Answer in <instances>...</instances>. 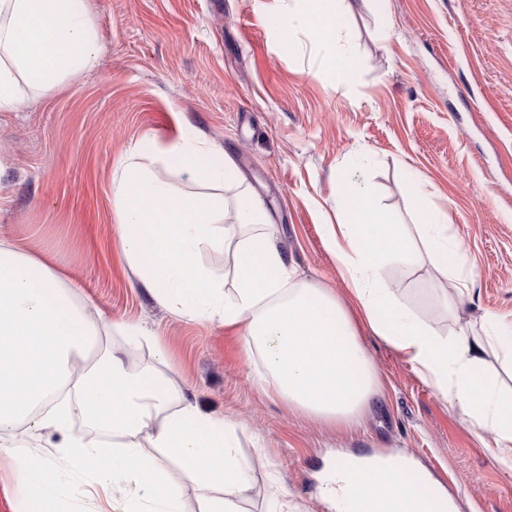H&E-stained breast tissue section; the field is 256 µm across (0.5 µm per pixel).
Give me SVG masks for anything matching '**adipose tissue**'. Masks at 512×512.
Instances as JSON below:
<instances>
[{"mask_svg": "<svg viewBox=\"0 0 512 512\" xmlns=\"http://www.w3.org/2000/svg\"><path fill=\"white\" fill-rule=\"evenodd\" d=\"M328 53L324 66L350 74L351 53L340 43L336 0H303L289 14ZM101 52L87 0H0V112L16 111L25 89L49 91L67 76L91 71ZM176 164L186 181L210 193L180 192L161 167ZM231 160L192 128L165 149L138 145L112 174L115 243L128 269L172 314L239 331L247 356H260L261 380L314 421L356 428L381 392V380L359 334L367 328L391 346L462 420L492 433L493 455L512 471V396L487 371L495 355L512 375V330L485 321L481 334L441 336L413 312L381 270L415 257L413 240L393 223L357 177L340 183L336 221L322 227L336 257L347 299L316 284H293L258 198L235 196L236 222L224 221L223 189L235 186ZM421 235L435 266L457 297L470 295L466 261L444 219L422 211ZM234 251L225 274L206 264V251ZM130 343L151 340L136 322L111 324L92 315L51 257L0 234V454L40 504L59 512L55 470L15 440L16 428L61 433L59 453L104 488L122 490L113 512H183L182 491L166 463L203 488L199 512H241L250 464L238 451L237 425L183 402L179 387L150 369L129 371L108 351L75 370L110 330ZM105 437L72 435L73 418ZM321 493L335 512H451L447 495L429 491L413 463L395 457H337Z\"/></svg>", "mask_w": 512, "mask_h": 512, "instance_id": "ef3b65f1", "label": "adipose tissue"}]
</instances>
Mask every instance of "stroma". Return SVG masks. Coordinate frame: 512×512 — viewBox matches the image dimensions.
<instances>
[{
  "mask_svg": "<svg viewBox=\"0 0 512 512\" xmlns=\"http://www.w3.org/2000/svg\"><path fill=\"white\" fill-rule=\"evenodd\" d=\"M97 67L0 112V175L12 187L0 225L52 255L79 297L115 322L142 320L155 343L104 344L126 365H155L202 412L239 426L252 462L243 512H330L318 477L331 452L406 454L448 491L458 512H512V472L490 434L449 409L390 346L364 345L382 391L360 425L336 432L289 409L255 379L238 332L173 316L137 284L114 243L111 177L141 141L165 145L179 122L223 149L257 195L298 283L344 293L322 237L336 177L358 172L392 222L416 232L419 196L445 215L475 272L463 317L512 322V0H338L353 69L340 80L325 48L281 18L297 0H91ZM407 305L437 332L458 324L428 296L440 281L428 254L388 262ZM58 434L26 438L52 457L61 512H107L109 497L57 453ZM0 512H37L0 456Z\"/></svg>",
  "mask_w": 512,
  "mask_h": 512,
  "instance_id": "1",
  "label": "stroma"
}]
</instances>
